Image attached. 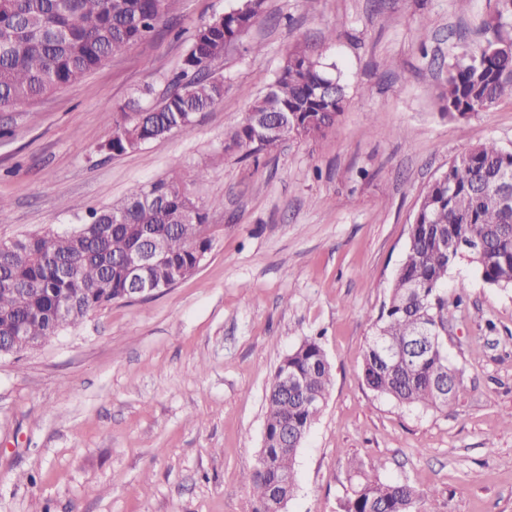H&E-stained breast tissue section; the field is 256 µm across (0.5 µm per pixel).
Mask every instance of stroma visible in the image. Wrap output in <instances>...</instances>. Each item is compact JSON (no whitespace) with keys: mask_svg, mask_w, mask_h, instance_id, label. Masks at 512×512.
Returning <instances> with one entry per match:
<instances>
[{"mask_svg":"<svg viewBox=\"0 0 512 512\" xmlns=\"http://www.w3.org/2000/svg\"><path fill=\"white\" fill-rule=\"evenodd\" d=\"M235 4L173 0L152 37L0 110V239L71 229L174 169L212 237L191 278L0 358V512H251L271 379L310 337L332 383L287 512H341L364 475L433 488L430 512H512V288L465 258L449 269L448 297H466L448 310L462 386L448 408L396 405L362 377L423 192L477 144L512 151L511 99L462 120L439 107L496 0H265L213 63L224 97L190 131L101 152L118 107L170 92L196 29ZM304 41L346 85L336 125L271 155L226 149Z\"/></svg>","mask_w":512,"mask_h":512,"instance_id":"35a3bbf8","label":"stroma"}]
</instances>
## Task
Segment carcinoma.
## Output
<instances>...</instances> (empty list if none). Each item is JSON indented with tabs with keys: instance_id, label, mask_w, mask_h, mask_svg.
I'll return each mask as SVG.
<instances>
[{
	"instance_id": "cac0c4a2",
	"label": "carcinoma",
	"mask_w": 512,
	"mask_h": 512,
	"mask_svg": "<svg viewBox=\"0 0 512 512\" xmlns=\"http://www.w3.org/2000/svg\"><path fill=\"white\" fill-rule=\"evenodd\" d=\"M264 0H239L227 15L201 25L182 59L174 89L149 108L136 100L120 107L115 132L101 150L122 155L194 127L202 112L224 97V79L210 73L260 18ZM485 24L479 56H460L448 71L442 110L456 118L483 105L512 98V0ZM170 0H0V108L40 98L96 70L115 52L150 36ZM298 44L286 54L268 91L256 98L229 136L227 148L246 154L271 152L288 136L256 141L253 112H286L305 138L324 137L345 104L336 65ZM512 152L493 142L478 144L448 163L424 193L409 225L408 244L387 301L374 323L362 376L367 387L402 406L440 409L458 398L460 386L444 347L448 335V269L464 256L488 284L512 287ZM192 206L196 221L176 224ZM166 234V259L146 269L147 280L174 285L195 273L198 256L211 246L206 213L187 195L180 173L150 183L118 202L88 210L69 231L15 239L0 250V344L19 354V326L36 339L57 336L91 312L125 298L129 287L122 259L144 230ZM66 309L69 315L57 316ZM430 336L423 357L392 361L386 350ZM331 364L310 338L280 361L266 397L257 466L250 476L253 512H276L296 489L295 459L319 417L331 384ZM430 489L368 478L344 504V512H427Z\"/></svg>"
}]
</instances>
